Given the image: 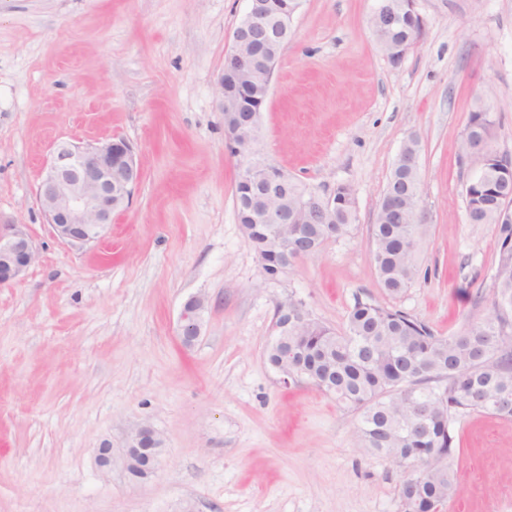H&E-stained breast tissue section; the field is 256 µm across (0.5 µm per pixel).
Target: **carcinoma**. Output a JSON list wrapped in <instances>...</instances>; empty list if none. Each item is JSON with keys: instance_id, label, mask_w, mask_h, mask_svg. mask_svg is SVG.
I'll use <instances>...</instances> for the list:
<instances>
[{"instance_id": "cac0c4a2", "label": "carcinoma", "mask_w": 512, "mask_h": 512, "mask_svg": "<svg viewBox=\"0 0 512 512\" xmlns=\"http://www.w3.org/2000/svg\"><path fill=\"white\" fill-rule=\"evenodd\" d=\"M400 7L401 23L393 28L371 23L380 45L393 50L392 64L403 60L422 36L423 25L407 13L405 0H378ZM489 113L472 112L463 150L478 135L490 136ZM484 171L475 174L465 193L467 216L499 225V259L493 277V314L471 319L453 335L439 336L426 323L405 312L358 301L346 330L337 334L316 318L299 335L288 337V370L319 390L360 412L357 437L361 447L382 453L407 470L400 500L412 512H436L459 490L449 458L454 448L453 423L458 414L481 412L512 418V223L500 222L503 196L512 205V159L493 150L484 156ZM419 169L394 165L387 187L406 194L403 222H389L381 199L371 225L372 259L380 286L390 295L409 288L418 275L416 250L409 246L426 236L428 225L410 223L419 205ZM284 206L297 214L307 189L288 180ZM336 226L348 229L355 220L352 192L334 193ZM239 223L251 229L249 240L264 258L266 275L274 277L281 256L272 230L237 207ZM323 225L306 218L288 226V242L319 236Z\"/></svg>"}]
</instances>
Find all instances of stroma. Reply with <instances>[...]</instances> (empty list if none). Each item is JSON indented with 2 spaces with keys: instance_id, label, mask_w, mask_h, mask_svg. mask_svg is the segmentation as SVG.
<instances>
[{
  "instance_id": "1",
  "label": "stroma",
  "mask_w": 512,
  "mask_h": 512,
  "mask_svg": "<svg viewBox=\"0 0 512 512\" xmlns=\"http://www.w3.org/2000/svg\"><path fill=\"white\" fill-rule=\"evenodd\" d=\"M247 0H0V225L37 258L0 287V512H402L405 471L360 448L359 413L266 360L277 307L302 301L343 332L356 301L438 335L490 312L498 227L470 223L461 156L472 112L512 155V0H416L422 37L391 65L376 0H300L261 114L265 158L308 190L353 191L356 219L269 279L241 230L238 165L218 79ZM420 141L429 232L419 274L380 288L370 231L394 162ZM125 138L141 180L103 241L57 240L36 201L51 145ZM209 300L192 346L183 302ZM139 424L164 439L133 481L121 451ZM459 493L443 512H512V420L453 426Z\"/></svg>"
}]
</instances>
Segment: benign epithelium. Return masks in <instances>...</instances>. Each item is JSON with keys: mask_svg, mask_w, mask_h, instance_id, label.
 Listing matches in <instances>:
<instances>
[{"mask_svg": "<svg viewBox=\"0 0 512 512\" xmlns=\"http://www.w3.org/2000/svg\"><path fill=\"white\" fill-rule=\"evenodd\" d=\"M293 17L286 14L268 19L260 0H249L248 11L235 28L232 46L219 77L224 134L236 147L241 177L264 175L272 183L279 177L266 168L260 147L257 110L248 104L253 95L248 87L253 76H263V88L270 90L274 63L292 29ZM141 179L131 145L119 136L95 143L60 141L47 159L36 189V199L54 235L69 245H87L103 240L116 212L127 206ZM309 206L330 215L336 201L312 194ZM263 224L288 223V210L280 205L278 194L270 190L252 208ZM36 257V247L25 225L15 224L6 235L0 233V286L21 281ZM207 298L193 295L179 314L180 336L195 342L203 330ZM304 306H278L276 336L272 346L284 349L286 335L305 322ZM164 439L151 426L140 424L127 435L122 460L130 475L143 468L142 462L157 463Z\"/></svg>", "mask_w": 512, "mask_h": 512, "instance_id": "obj_1", "label": "benign epithelium"}]
</instances>
